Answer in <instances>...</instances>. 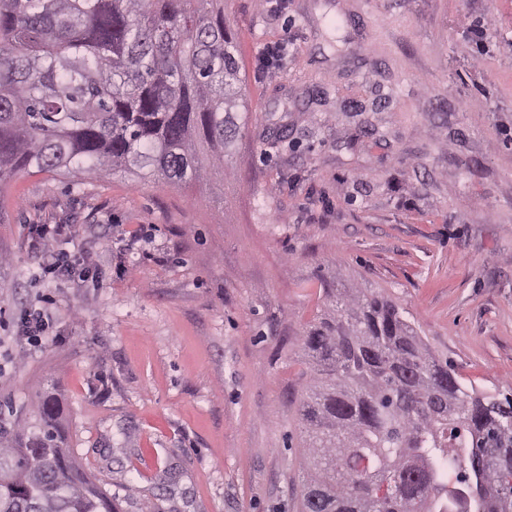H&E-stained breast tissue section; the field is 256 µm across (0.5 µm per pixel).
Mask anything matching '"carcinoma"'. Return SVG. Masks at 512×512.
<instances>
[{
    "instance_id": "cac0c4a2",
    "label": "carcinoma",
    "mask_w": 512,
    "mask_h": 512,
    "mask_svg": "<svg viewBox=\"0 0 512 512\" xmlns=\"http://www.w3.org/2000/svg\"><path fill=\"white\" fill-rule=\"evenodd\" d=\"M242 70L224 0H0V190L31 169L202 181L239 137ZM303 345L299 512H512V395L463 387L361 288ZM0 512H119L53 392L0 426Z\"/></svg>"
}]
</instances>
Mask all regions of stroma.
<instances>
[{"mask_svg":"<svg viewBox=\"0 0 512 512\" xmlns=\"http://www.w3.org/2000/svg\"><path fill=\"white\" fill-rule=\"evenodd\" d=\"M224 18L248 109L223 171L23 172L0 193V400L22 417L61 391L120 512H297L303 334L329 280L512 394V0H224ZM270 42L287 61L259 63ZM36 224L69 226L88 278H41ZM31 303L47 338L22 359Z\"/></svg>","mask_w":512,"mask_h":512,"instance_id":"35a3bbf8","label":"stroma"}]
</instances>
